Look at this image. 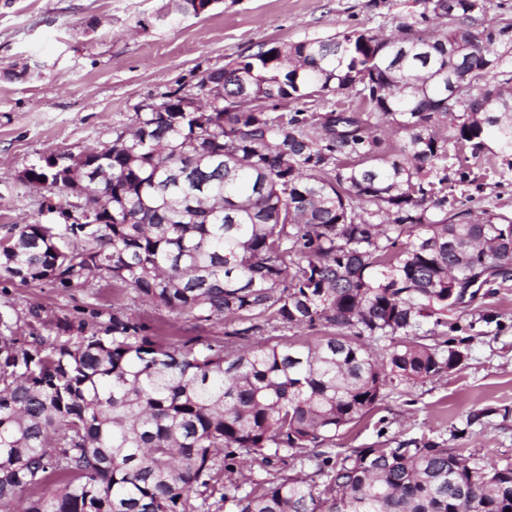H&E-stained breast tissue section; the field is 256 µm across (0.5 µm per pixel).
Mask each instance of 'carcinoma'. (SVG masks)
Returning <instances> with one entry per match:
<instances>
[{
    "instance_id": "obj_1",
    "label": "carcinoma",
    "mask_w": 512,
    "mask_h": 512,
    "mask_svg": "<svg viewBox=\"0 0 512 512\" xmlns=\"http://www.w3.org/2000/svg\"><path fill=\"white\" fill-rule=\"evenodd\" d=\"M484 8L453 0L434 13L449 30L264 44L199 81L238 101L185 113L188 95H173L137 113L89 157L112 179L44 160L25 171L62 206L76 183L104 204L85 224L9 225L1 276L110 279L225 330L194 350L114 316L102 336L26 348L1 313L0 512H193L215 470L229 512L512 510L511 461L479 465L429 440L327 450L387 390L459 370L467 343L448 335V294L512 268L511 217L433 214L448 157L486 138L512 157V73L479 28ZM171 11L206 13L204 0ZM348 91L355 110L278 111ZM268 325L316 339L245 346ZM280 457L315 470L233 478Z\"/></svg>"
}]
</instances>
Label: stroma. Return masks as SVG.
I'll return each mask as SVG.
<instances>
[{
  "label": "stroma",
  "instance_id": "obj_1",
  "mask_svg": "<svg viewBox=\"0 0 512 512\" xmlns=\"http://www.w3.org/2000/svg\"><path fill=\"white\" fill-rule=\"evenodd\" d=\"M168 0H0V225L42 220L49 192L23 173L40 159L80 154L131 129L138 112L165 95L198 90L205 71L259 45L323 38L370 28L393 34L426 29L429 0H220L210 12L162 22ZM512 63V0H487L480 18ZM475 182L448 162L453 194L435 218L454 221L490 210L512 216V171L490 152L470 159ZM0 312L29 347L101 333L113 316L173 345L224 335L222 321L198 322L112 281L89 278L61 288L0 278ZM471 338L462 368L435 381L387 392L369 416L340 432L332 452L380 448L386 441L448 442L481 463L512 460V273L492 278L464 310ZM474 424H467V416Z\"/></svg>",
  "mask_w": 512,
  "mask_h": 512
}]
</instances>
